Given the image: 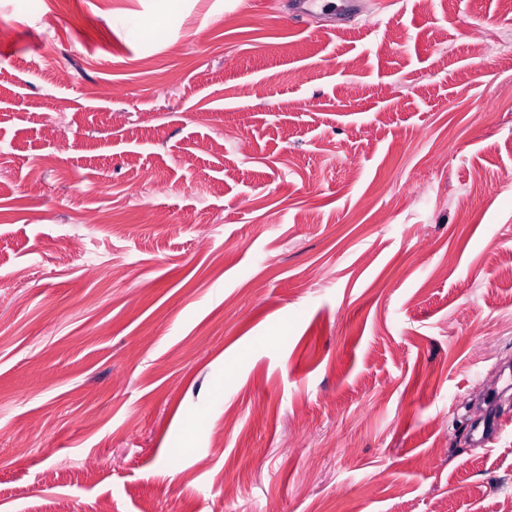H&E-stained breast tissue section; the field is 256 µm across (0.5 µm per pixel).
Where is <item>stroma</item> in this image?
I'll list each match as a JSON object with an SVG mask.
<instances>
[{"label": "stroma", "mask_w": 512, "mask_h": 512, "mask_svg": "<svg viewBox=\"0 0 512 512\" xmlns=\"http://www.w3.org/2000/svg\"><path fill=\"white\" fill-rule=\"evenodd\" d=\"M161 2L0 0V512H512V0ZM499 393H488L482 398L472 420L471 431L476 443H488L501 429L505 420L498 406Z\"/></svg>", "instance_id": "35a3bbf8"}]
</instances>
